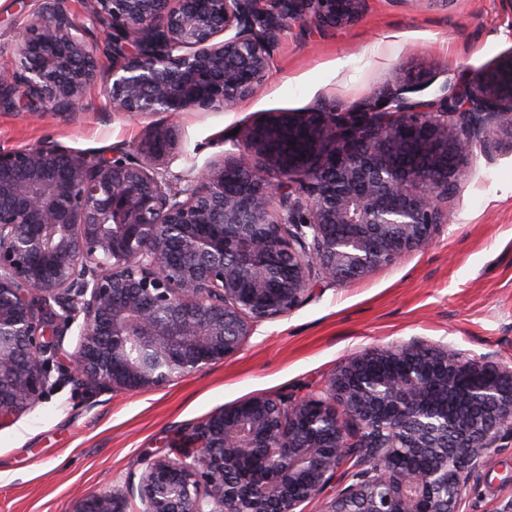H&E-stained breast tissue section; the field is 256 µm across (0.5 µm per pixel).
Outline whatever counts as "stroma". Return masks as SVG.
<instances>
[{"mask_svg": "<svg viewBox=\"0 0 512 512\" xmlns=\"http://www.w3.org/2000/svg\"><path fill=\"white\" fill-rule=\"evenodd\" d=\"M41 0H0V70L12 67ZM512 53V0H369L340 30L291 27L274 50L259 93L229 110L128 115L111 111L102 82L79 112L34 116L0 110V150L52 143L84 155L133 147L176 121L177 187L224 154L244 148L234 130L278 112L334 100L353 105L394 69L419 76L433 98L462 70ZM493 159L473 156L450 202V223L432 242L367 278L322 288L288 316L259 325L233 358L138 393L87 391L73 378L76 330L60 338L53 387L35 408L0 422V512H66L73 498L122 488L149 456L176 459L191 427L248 398L318 391L336 366L374 347L420 337L512 366V137ZM512 445L474 472L461 512H499L512 499Z\"/></svg>", "mask_w": 512, "mask_h": 512, "instance_id": "obj_1", "label": "stroma"}]
</instances>
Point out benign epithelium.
I'll return each instance as SVG.
<instances>
[{"label": "benign epithelium", "mask_w": 512, "mask_h": 512, "mask_svg": "<svg viewBox=\"0 0 512 512\" xmlns=\"http://www.w3.org/2000/svg\"><path fill=\"white\" fill-rule=\"evenodd\" d=\"M66 2L43 0L31 19L0 73V109L18 92L29 112L82 108L100 47ZM368 2L90 0L91 20L112 30L105 95L127 114L231 108L262 88L285 28L349 27ZM417 82L396 69L359 105L272 116L185 189L168 177L170 124L133 154L0 150V420L43 399L74 325L80 384L154 389L236 356L322 284L427 246L467 161L493 158L491 130L512 134V54L429 100L410 97ZM375 363L393 370L366 374ZM191 441L182 459L150 458L139 480L69 512H297L338 476L323 512H459L470 474L512 442V367L418 340L370 348L319 392L221 409ZM257 448L269 465L247 472Z\"/></svg>", "instance_id": "1"}]
</instances>
